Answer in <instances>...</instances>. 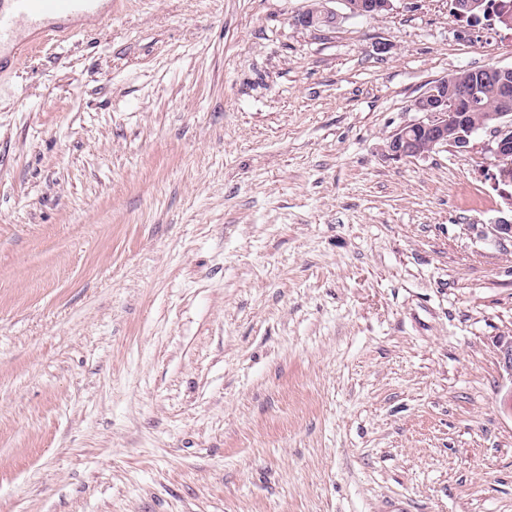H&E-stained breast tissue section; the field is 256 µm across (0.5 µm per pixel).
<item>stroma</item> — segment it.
Instances as JSON below:
<instances>
[{"instance_id":"obj_1","label":"stroma","mask_w":512,"mask_h":512,"mask_svg":"<svg viewBox=\"0 0 512 512\" xmlns=\"http://www.w3.org/2000/svg\"><path fill=\"white\" fill-rule=\"evenodd\" d=\"M307 7L112 0L0 74V512H512V188L486 129L385 153L512 29ZM329 0H310L308 8L300 15L298 22L305 27H319L336 23V12L327 8Z\"/></svg>"}]
</instances>
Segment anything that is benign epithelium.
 <instances>
[{"label": "benign epithelium", "instance_id": "7a95c632", "mask_svg": "<svg viewBox=\"0 0 512 512\" xmlns=\"http://www.w3.org/2000/svg\"><path fill=\"white\" fill-rule=\"evenodd\" d=\"M328 0H310L298 22L305 27L336 23V12L326 6ZM393 0H346L347 16L376 15L390 11ZM492 85L500 98L499 111L491 113L496 119L492 126L493 140L489 148L494 158L497 183L512 187V67L497 65L481 69L468 86L448 84L441 78L432 82L412 104L423 117L397 131L387 142L386 153L391 159L428 156L446 150L464 151L475 130L468 128L467 116L477 93ZM500 367L512 382V337L500 342Z\"/></svg>", "mask_w": 512, "mask_h": 512}]
</instances>
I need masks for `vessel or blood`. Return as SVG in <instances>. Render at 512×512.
Instances as JSON below:
<instances>
[{"instance_id":"vessel-or-blood-1","label":"vessel or blood","mask_w":512,"mask_h":512,"mask_svg":"<svg viewBox=\"0 0 512 512\" xmlns=\"http://www.w3.org/2000/svg\"><path fill=\"white\" fill-rule=\"evenodd\" d=\"M85 22H112V0H0V72L15 70L38 40L62 42Z\"/></svg>"}]
</instances>
